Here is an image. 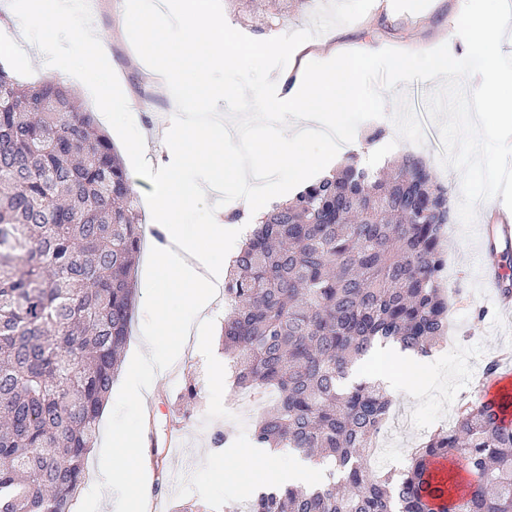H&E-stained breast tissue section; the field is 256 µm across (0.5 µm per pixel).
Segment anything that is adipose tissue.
<instances>
[{
    "instance_id": "obj_1",
    "label": "adipose tissue",
    "mask_w": 512,
    "mask_h": 512,
    "mask_svg": "<svg viewBox=\"0 0 512 512\" xmlns=\"http://www.w3.org/2000/svg\"><path fill=\"white\" fill-rule=\"evenodd\" d=\"M76 0H27L24 22L34 31H62L75 28ZM118 23L125 30L141 35L134 59L143 76L156 88L167 86L179 71L194 77L196 99L172 98L168 104L157 152L163 156L159 178L160 192L153 197L151 214L166 227V242L156 247L149 270L156 285L166 293L148 312L152 323L141 338L137 362L125 379V396L130 404L140 403L145 391L155 387L175 364L178 351L165 340L166 325L185 333L211 309L224 272L243 241L245 232L231 223L226 211L203 214L191 221L195 203L216 186L208 160L224 152V129L220 116L224 109L209 93L210 76L216 71L237 70L241 58L265 57L280 53L279 45L258 38L248 48H232L233 32L225 27L221 13L202 10L196 0H147L142 12L117 7ZM178 40H171V31ZM368 62L366 55L349 57L331 51L308 52L306 46L294 47L288 62L277 72L274 90L258 95L237 89L240 110L254 123L275 121L280 131L274 139L251 150L252 162L233 171L239 186L236 206L253 216L263 211L265 188L257 184L259 170L271 171L288 186L294 187L312 175H329L336 153L348 138L342 115L362 103L359 76ZM71 74L97 92V116L100 124L116 128L124 135L123 148L131 155L143 151L142 131L135 104L99 94L101 84L111 82V74L98 71L92 59H76ZM208 113L213 124L210 153L197 151L199 127L195 113ZM268 465L255 473L258 486H304L324 480L325 470L303 453L266 457Z\"/></svg>"
}]
</instances>
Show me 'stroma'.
I'll return each instance as SVG.
<instances>
[{"label":"stroma","instance_id":"1","mask_svg":"<svg viewBox=\"0 0 512 512\" xmlns=\"http://www.w3.org/2000/svg\"><path fill=\"white\" fill-rule=\"evenodd\" d=\"M111 2L98 0L97 8L83 12L82 17L91 21L108 43L101 70L116 76L113 90L136 103L143 132L150 140L162 119L168 96L187 93L191 80L179 73L168 89L157 90L148 85L133 58L138 34L113 28ZM459 15V0H308L302 8L273 22L266 32L272 41L287 47L307 39L309 29L319 25L326 29L328 42L345 51L395 48L418 52L445 43L460 58L466 47L456 34ZM15 39L21 53L0 55V65L26 80H63L64 65L86 53L73 33H59L57 40L64 47V55L59 60V69L48 73L37 68L31 58L41 34L19 29ZM396 136L390 119L368 120L358 127L351 150L364 160L383 145L395 143L396 154L417 152L428 161L438 182L459 187L458 173L443 169L438 161L441 144L435 125H426L425 143L420 147L397 141ZM441 246L448 254L444 278L455 297L449 314L454 341L441 344L431 356L421 360L422 365L438 375L429 396L413 400L400 389L391 391L393 412L411 411L423 436L448 426L461 405L478 398L483 370L492 356L512 354V314L497 311L485 298L476 278V241L466 240L460 222L456 221L450 224L448 238ZM220 336L221 324L216 321L193 330L191 338L176 337L180 346L192 341L195 355L180 357L164 382L148 395L146 416L124 407L122 381H115L112 387V405L120 413H103L101 432H108L115 424L132 433L142 429L159 450L163 488L157 494L146 493V512H176L183 504L202 506L205 512H226L228 506L246 504L254 494L249 478L263 464L240 455L241 449L250 445L252 423L235 414L228 359L221 350ZM190 386L197 391L192 400L184 396ZM176 425L182 428L183 445L171 453L165 441ZM218 430L228 434L226 443L220 447L212 443V435Z\"/></svg>","mask_w":512,"mask_h":512}]
</instances>
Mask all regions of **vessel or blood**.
I'll return each mask as SVG.
<instances>
[{
	"instance_id": "vessel-or-blood-1",
	"label": "vessel or blood",
	"mask_w": 512,
	"mask_h": 512,
	"mask_svg": "<svg viewBox=\"0 0 512 512\" xmlns=\"http://www.w3.org/2000/svg\"><path fill=\"white\" fill-rule=\"evenodd\" d=\"M482 239L480 269L490 302L496 307L512 308V215L501 214L494 221L478 224ZM482 401L503 425H512V376L490 381Z\"/></svg>"
}]
</instances>
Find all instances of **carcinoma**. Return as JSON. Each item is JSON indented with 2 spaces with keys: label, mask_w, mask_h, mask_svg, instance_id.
Segmentation results:
<instances>
[{
  "label": "carcinoma",
  "mask_w": 512,
  "mask_h": 512,
  "mask_svg": "<svg viewBox=\"0 0 512 512\" xmlns=\"http://www.w3.org/2000/svg\"><path fill=\"white\" fill-rule=\"evenodd\" d=\"M258 19L307 0H266ZM450 193L425 161L349 157L274 204L224 277V353L238 391L269 388L254 448L331 464L322 487L252 496L248 512H427L451 494L436 459L460 463L469 496L440 512H512V428L480 400L395 473L369 463L392 398L342 386L374 349L427 357L448 329L440 272ZM145 239L134 180L94 113L56 80L0 66V512H71L127 346Z\"/></svg>",
  "instance_id": "obj_1"
}]
</instances>
